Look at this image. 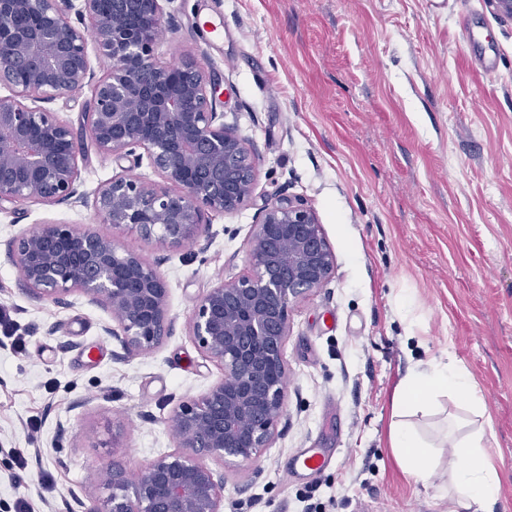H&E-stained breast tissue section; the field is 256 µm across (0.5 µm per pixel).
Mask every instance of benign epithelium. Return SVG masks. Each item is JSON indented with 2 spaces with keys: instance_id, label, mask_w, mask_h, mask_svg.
<instances>
[{
  "instance_id": "1",
  "label": "benign epithelium",
  "mask_w": 512,
  "mask_h": 512,
  "mask_svg": "<svg viewBox=\"0 0 512 512\" xmlns=\"http://www.w3.org/2000/svg\"><path fill=\"white\" fill-rule=\"evenodd\" d=\"M0 0V211L78 196L73 128L39 104L94 82L84 135L101 152L147 157L163 185L114 176L94 192L112 228L162 248L192 247L208 213L230 214L251 198L257 154L217 111L219 87L192 58L155 55L162 0ZM110 68L94 78L87 46ZM35 300L67 304L79 291L112 314L124 354L159 347L171 334L169 292L155 266L113 236L44 224L9 249ZM247 270L210 288L189 317L199 349L224 377L184 400L164 421L173 450L130 472L112 464V491L93 507L73 497L68 512H223L224 470L257 461L288 419L285 345L291 308L334 278L336 255L313 208L283 193L269 201L246 245Z\"/></svg>"
}]
</instances>
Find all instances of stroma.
<instances>
[{"label": "stroma", "mask_w": 512, "mask_h": 512, "mask_svg": "<svg viewBox=\"0 0 512 512\" xmlns=\"http://www.w3.org/2000/svg\"><path fill=\"white\" fill-rule=\"evenodd\" d=\"M162 60L198 61L222 92L224 121L254 146V193L233 214H208V237L158 249L122 234L169 291L173 331L122 357L103 333L112 316L72 292L66 306L30 298L10 242L50 222L108 236L92 196L112 176L147 183L149 161L115 159L83 142L84 202L0 213V307L25 336L0 334V512H67L108 495L112 461L128 468L172 450L164 421L222 369L194 342L199 296L247 269L245 243L267 201L287 193L316 211L336 274L291 311L288 424L252 467L224 461V512H453L437 498L453 459L437 449L429 482L406 474L389 444L392 400L419 363L454 358L482 398L477 414L438 395L413 422L427 438L484 428L512 472V15L496 0H163ZM200 16L224 40L200 37ZM499 50L487 74L466 25ZM40 429L28 431L30 421ZM120 447H103L113 424ZM306 448L330 465L286 479ZM31 463L16 464L17 451ZM56 483L44 491L42 473Z\"/></svg>", "instance_id": "stroma-1"}]
</instances>
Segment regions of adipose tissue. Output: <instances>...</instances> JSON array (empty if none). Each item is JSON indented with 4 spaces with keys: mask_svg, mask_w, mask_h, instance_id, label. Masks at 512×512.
Instances as JSON below:
<instances>
[{
    "mask_svg": "<svg viewBox=\"0 0 512 512\" xmlns=\"http://www.w3.org/2000/svg\"><path fill=\"white\" fill-rule=\"evenodd\" d=\"M438 391H452L474 403L479 400L469 374L452 359L428 363L406 377L395 401L397 420L392 426L390 440L404 470L421 481L430 475V446L416 436L404 417L410 408L425 406L428 393ZM447 446L450 454L457 458L458 465L450 471L447 482L438 487V495H455L461 512H490L503 474L490 459L484 433L474 434L463 441L448 440Z\"/></svg>",
    "mask_w": 512,
    "mask_h": 512,
    "instance_id": "ef3b65f1",
    "label": "adipose tissue"
}]
</instances>
